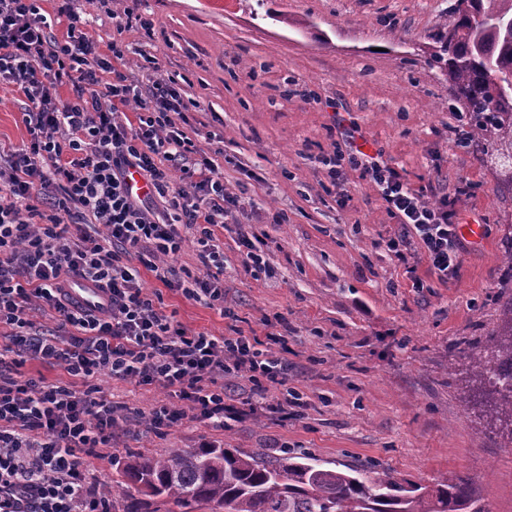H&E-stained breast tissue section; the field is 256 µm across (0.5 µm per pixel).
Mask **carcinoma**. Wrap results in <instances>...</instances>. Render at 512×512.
<instances>
[{"label":"carcinoma","mask_w":512,"mask_h":512,"mask_svg":"<svg viewBox=\"0 0 512 512\" xmlns=\"http://www.w3.org/2000/svg\"><path fill=\"white\" fill-rule=\"evenodd\" d=\"M451 32L433 35L431 61L448 78L465 112L468 136L482 143L499 183L512 191V0H466ZM466 371L492 397L512 441V297L485 350L461 351ZM134 489L112 512H142L137 495L178 508L205 505L210 512H489L474 483L444 475L428 486L405 489L394 471L374 463L327 469L286 451L275 458L237 448L174 449L138 453L118 473Z\"/></svg>","instance_id":"1"}]
</instances>
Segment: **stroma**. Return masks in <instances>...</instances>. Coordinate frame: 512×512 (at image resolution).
Instances as JSON below:
<instances>
[{
    "label": "stroma",
    "instance_id": "obj_1",
    "mask_svg": "<svg viewBox=\"0 0 512 512\" xmlns=\"http://www.w3.org/2000/svg\"><path fill=\"white\" fill-rule=\"evenodd\" d=\"M456 0H75L101 44L125 45L130 79L180 77L197 141L239 201L224 226V303L209 307L162 290L175 321L217 336L288 338V382L253 392L245 375L224 379V400L243 409L223 429L183 419L166 433L120 423L106 458L84 457L87 488L111 487L126 459L197 447L275 454L288 446L326 468L389 466L428 484L444 473L472 477L490 512H512V452L500 421L461 364L484 347L498 307L512 295L503 261L512 192L499 187L482 147L453 131L461 114L448 79L427 62L431 36L453 25ZM153 28L117 30L115 17ZM23 96L0 86V151L28 141ZM394 169L423 202L452 199L462 234L459 274L443 282L415 238L405 261L388 251L404 236L379 187L345 169L332 184L321 157L355 148ZM466 193H459V186ZM482 227L481 243L466 234ZM249 238L265 270L246 271ZM422 287H414V279ZM116 402L142 409L166 390L100 375ZM299 395L295 418L268 404Z\"/></svg>",
    "mask_w": 512,
    "mask_h": 512
}]
</instances>
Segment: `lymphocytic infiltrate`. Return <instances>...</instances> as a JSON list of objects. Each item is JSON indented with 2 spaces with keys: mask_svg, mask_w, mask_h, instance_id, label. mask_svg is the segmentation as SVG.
<instances>
[{
  "mask_svg": "<svg viewBox=\"0 0 512 512\" xmlns=\"http://www.w3.org/2000/svg\"><path fill=\"white\" fill-rule=\"evenodd\" d=\"M42 3L0 0V85L24 95L30 135L0 165L9 191L0 200V512H112L111 497L85 493L83 458L111 447L118 424L99 375L174 394V401L127 410V420L160 430L190 414L220 429L230 411L224 376L246 374L261 391L287 377L288 361L248 336L182 326L144 292L148 271L185 298L222 301L217 230L237 202L177 124L194 106L177 79L130 80L120 69L122 47L113 42L100 52L70 0H60L50 17ZM56 24L62 36L52 35ZM65 85L74 92L66 100L59 94ZM131 104L134 125L118 118ZM323 162L334 174L346 165L369 173L431 270L444 281L456 276L460 242L447 200L424 203L396 171L360 151L337 150ZM132 170L164 198V210L131 193ZM48 197L46 214L39 205ZM93 224L106 236L89 233ZM186 229L196 234L193 271L179 264ZM73 276L105 290L108 306L76 301L67 289ZM36 311L56 321L55 333L35 332ZM30 361L58 366L67 382L25 372Z\"/></svg>",
  "mask_w": 512,
  "mask_h": 512,
  "instance_id": "lymphocytic-infiltrate-1",
  "label": "lymphocytic infiltrate"
}]
</instances>
